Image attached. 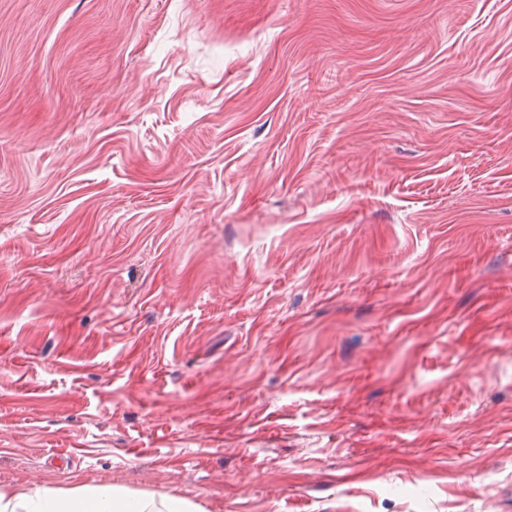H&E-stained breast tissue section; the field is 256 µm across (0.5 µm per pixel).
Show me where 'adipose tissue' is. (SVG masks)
<instances>
[{
	"instance_id": "obj_1",
	"label": "adipose tissue",
	"mask_w": 512,
	"mask_h": 512,
	"mask_svg": "<svg viewBox=\"0 0 512 512\" xmlns=\"http://www.w3.org/2000/svg\"><path fill=\"white\" fill-rule=\"evenodd\" d=\"M0 512H193L186 500L171 497L162 504L134 498L110 487L63 489L45 486L33 493L0 490Z\"/></svg>"
}]
</instances>
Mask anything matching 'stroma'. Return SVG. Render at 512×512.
<instances>
[{
    "label": "stroma",
    "instance_id": "35a3bbf8",
    "mask_svg": "<svg viewBox=\"0 0 512 512\" xmlns=\"http://www.w3.org/2000/svg\"><path fill=\"white\" fill-rule=\"evenodd\" d=\"M512 512V0H0V488Z\"/></svg>",
    "mask_w": 512,
    "mask_h": 512
}]
</instances>
